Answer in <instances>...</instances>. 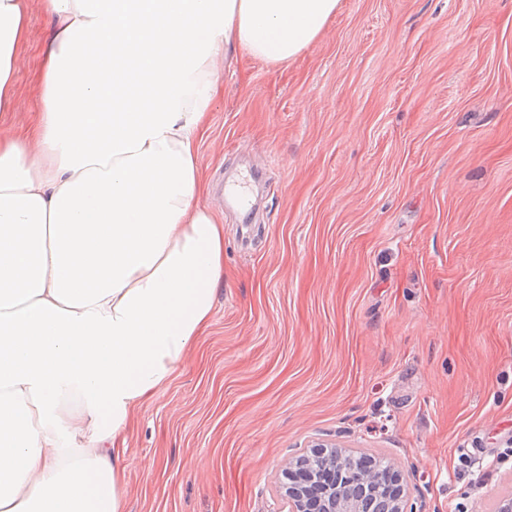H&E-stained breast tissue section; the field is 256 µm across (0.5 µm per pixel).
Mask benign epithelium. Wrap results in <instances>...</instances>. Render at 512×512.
<instances>
[{
    "instance_id": "obj_1",
    "label": "benign epithelium",
    "mask_w": 512,
    "mask_h": 512,
    "mask_svg": "<svg viewBox=\"0 0 512 512\" xmlns=\"http://www.w3.org/2000/svg\"><path fill=\"white\" fill-rule=\"evenodd\" d=\"M366 456L340 454L317 445L285 467L290 512H422L409 503L394 464L379 471Z\"/></svg>"
}]
</instances>
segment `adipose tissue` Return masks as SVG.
Returning a JSON list of instances; mask_svg holds the SVG:
<instances>
[{"label": "adipose tissue", "mask_w": 512, "mask_h": 512, "mask_svg": "<svg viewBox=\"0 0 512 512\" xmlns=\"http://www.w3.org/2000/svg\"><path fill=\"white\" fill-rule=\"evenodd\" d=\"M30 137L0 133V512H123L116 446L209 324L224 226L198 161L225 58L285 63L339 0H41ZM26 0H0V112Z\"/></svg>", "instance_id": "adipose-tissue-1"}]
</instances>
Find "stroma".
Returning a JSON list of instances; mask_svg holds the SVG:
<instances>
[{"mask_svg": "<svg viewBox=\"0 0 512 512\" xmlns=\"http://www.w3.org/2000/svg\"><path fill=\"white\" fill-rule=\"evenodd\" d=\"M49 27L29 0L1 132L37 123ZM217 82L224 281L118 440L125 512H286L322 441L393 462L423 512H488L512 479V0H340L295 59Z\"/></svg>", "mask_w": 512, "mask_h": 512, "instance_id": "obj_1", "label": "stroma"}]
</instances>
